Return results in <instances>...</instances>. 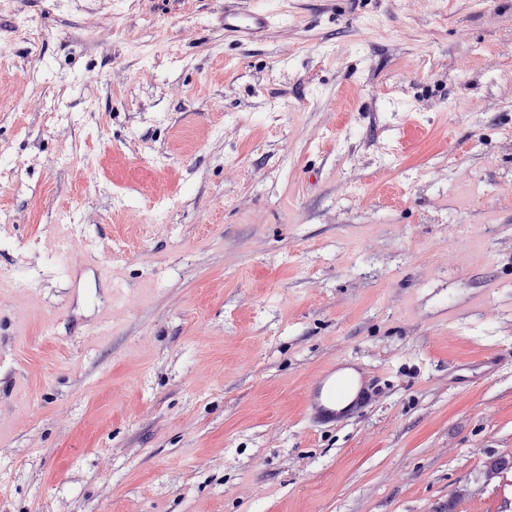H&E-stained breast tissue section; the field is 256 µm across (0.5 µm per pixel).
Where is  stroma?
Listing matches in <instances>:
<instances>
[{
    "mask_svg": "<svg viewBox=\"0 0 512 512\" xmlns=\"http://www.w3.org/2000/svg\"><path fill=\"white\" fill-rule=\"evenodd\" d=\"M249 2L0 0V512H512V0ZM273 18L260 11L245 12L238 7V0L224 1V31L231 35L253 39L260 36ZM339 369V368H338ZM336 367L323 372L313 383L311 388V408L317 421H333L341 412H336V400L356 395L351 404H365V382L361 377L359 381L352 378L336 380Z\"/></svg>",
    "mask_w": 512,
    "mask_h": 512,
    "instance_id": "obj_1",
    "label": "stroma"
}]
</instances>
